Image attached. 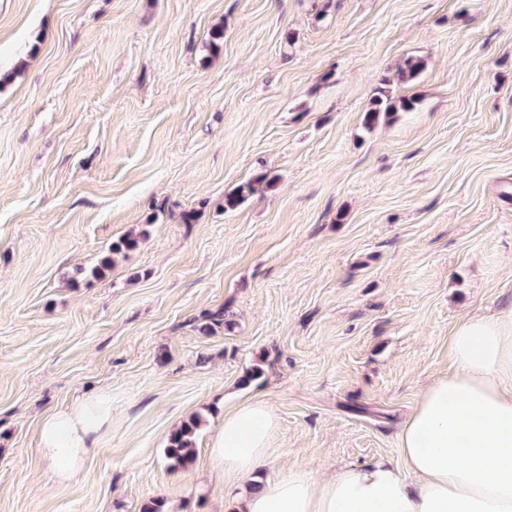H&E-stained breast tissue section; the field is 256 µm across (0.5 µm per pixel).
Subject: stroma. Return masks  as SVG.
<instances>
[{
  "mask_svg": "<svg viewBox=\"0 0 512 512\" xmlns=\"http://www.w3.org/2000/svg\"><path fill=\"white\" fill-rule=\"evenodd\" d=\"M0 69V512H226L210 437L254 396L262 481L397 459L454 323L512 308V0H0ZM383 86L418 105L366 131ZM97 390L58 485L38 422ZM202 419L199 415L191 417L174 429L168 438L167 456L175 465H184L192 460L195 454L198 432Z\"/></svg>",
  "mask_w": 512,
  "mask_h": 512,
  "instance_id": "1",
  "label": "stroma"
}]
</instances>
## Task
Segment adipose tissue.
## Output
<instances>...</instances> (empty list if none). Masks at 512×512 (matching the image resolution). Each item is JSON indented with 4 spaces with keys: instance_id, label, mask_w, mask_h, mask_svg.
<instances>
[{
    "instance_id": "1",
    "label": "adipose tissue",
    "mask_w": 512,
    "mask_h": 512,
    "mask_svg": "<svg viewBox=\"0 0 512 512\" xmlns=\"http://www.w3.org/2000/svg\"><path fill=\"white\" fill-rule=\"evenodd\" d=\"M451 368L423 388L402 424L398 462L342 467L322 479L295 468L256 487L278 421L261 399L224 412L210 455L239 512H512V309L461 318ZM112 425V396L77 398L43 416L39 446L61 485L83 470Z\"/></svg>"
}]
</instances>
